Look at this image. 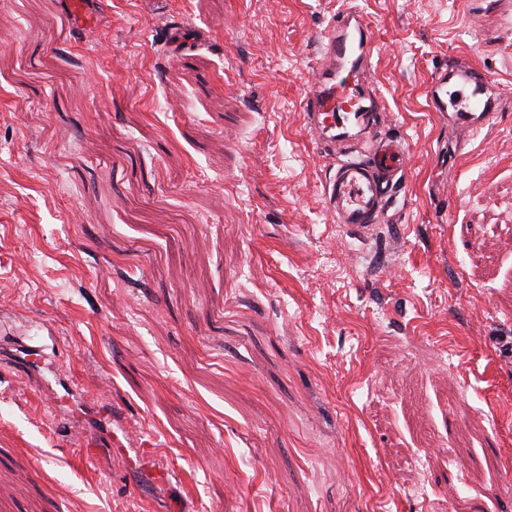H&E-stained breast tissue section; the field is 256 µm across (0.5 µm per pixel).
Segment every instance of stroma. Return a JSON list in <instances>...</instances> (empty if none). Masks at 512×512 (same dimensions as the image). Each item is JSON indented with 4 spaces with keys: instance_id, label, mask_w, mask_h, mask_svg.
<instances>
[{
    "instance_id": "1",
    "label": "stroma",
    "mask_w": 512,
    "mask_h": 512,
    "mask_svg": "<svg viewBox=\"0 0 512 512\" xmlns=\"http://www.w3.org/2000/svg\"><path fill=\"white\" fill-rule=\"evenodd\" d=\"M356 5L364 234L303 112L345 0H0V320L56 356L0 336V512H512V102L452 156L425 97L512 86V0Z\"/></svg>"
}]
</instances>
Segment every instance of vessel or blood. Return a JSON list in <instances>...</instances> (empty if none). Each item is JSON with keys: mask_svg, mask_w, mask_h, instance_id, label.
<instances>
[{"mask_svg": "<svg viewBox=\"0 0 512 512\" xmlns=\"http://www.w3.org/2000/svg\"><path fill=\"white\" fill-rule=\"evenodd\" d=\"M324 41L307 89V127L332 162L324 184L329 212L336 223L365 233L384 222L405 181L408 150L401 137L379 133L386 113L380 96L364 81L374 44L365 17L353 7L342 10ZM505 95V88L468 56L448 62L426 87L430 111L446 113L459 146L492 124Z\"/></svg>", "mask_w": 512, "mask_h": 512, "instance_id": "1", "label": "vessel or blood"}]
</instances>
